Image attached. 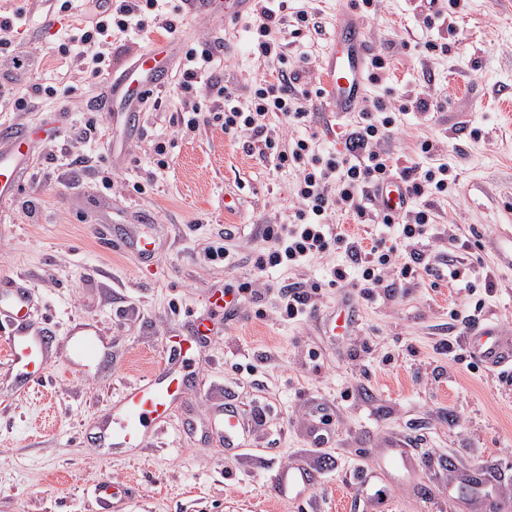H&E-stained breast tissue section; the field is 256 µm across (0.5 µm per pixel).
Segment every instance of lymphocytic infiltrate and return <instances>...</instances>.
I'll list each match as a JSON object with an SVG mask.
<instances>
[{
  "label": "lymphocytic infiltrate",
  "mask_w": 512,
  "mask_h": 512,
  "mask_svg": "<svg viewBox=\"0 0 512 512\" xmlns=\"http://www.w3.org/2000/svg\"><path fill=\"white\" fill-rule=\"evenodd\" d=\"M87 0H59V10L70 17L72 24L67 42L53 47L61 63L82 67L89 76H100L110 62L108 48L113 39L131 30L160 31L176 36L181 22L179 12H166L160 0H103L95 21L84 20L80 9ZM289 0H257L252 15L254 55L274 59L280 64L275 79L260 80L254 86L247 106L235 105L226 86L217 81H203L214 61V46L204 41L187 47V62L178 83L181 93L193 94L198 83H205L214 97L223 99L224 109L210 115L212 124L225 133H245L261 142L262 155L271 156L276 168L294 170L297 175L295 220L289 224H266L262 236L267 244L254 260L258 271L281 266H293L325 254L329 248L342 250L346 263L336 265L331 272V285L353 281L364 294L383 287L384 283L399 286L422 279L423 276L442 278L443 273L428 261L417 244L427 237L432 212L421 207L392 217L381 215L386 227H400L401 245L374 240L371 246L351 237L333 224L332 217L344 214L362 224L368 214L372 189L390 179H399L409 188L413 199L438 196L448 191L450 180L447 165L422 167L419 163L403 164L381 144L389 138L397 123L394 107L376 99L364 105L361 120L355 129L345 132L344 148L336 152H321L315 136L293 138L288 147L267 125L269 115L282 117L285 123H305L308 114L295 92L292 77L286 68L285 52L290 38L309 29L312 14L304 8L289 9ZM295 18L294 28H287L288 18Z\"/></svg>",
  "instance_id": "obj_1"
}]
</instances>
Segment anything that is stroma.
<instances>
[{
	"mask_svg": "<svg viewBox=\"0 0 512 512\" xmlns=\"http://www.w3.org/2000/svg\"><path fill=\"white\" fill-rule=\"evenodd\" d=\"M305 7L326 32L303 31L288 47L289 58L310 60L295 84L309 114L299 132L333 152L360 120L356 111L330 112L322 83L336 18L352 4ZM433 8L432 27L419 0H379L360 14L370 54L390 62L363 98L428 95L430 108L400 116L383 147L427 167L432 160L417 157L416 146L436 144L456 185L431 201L428 253L434 266L461 276L370 296L348 284L327 287L330 270L346 261L339 250L255 272L261 225L292 220L296 176L265 161L249 136L207 124L181 133L178 54L167 59V84L154 90L160 108L143 110L138 124H111L94 111L113 76L160 33L121 37L109 74L97 79L51 60L16 79L10 57L0 55L12 97L27 96L35 82L75 89L22 112L0 106V128L31 135V167L0 207V279L30 284L32 326L54 340L45 378L22 395L11 390L0 349V512H102L94 492L102 481L118 491L115 512H468L466 500L448 504L452 467L489 470L493 492L512 502V371L473 369L443 348L475 311L480 324L512 335V0H436ZM16 12L21 51L66 41L70 20L52 0H0V14ZM247 23L190 15L180 28L188 43L219 40L213 75L243 105L255 81L279 68L254 57ZM419 39L448 50H412ZM269 123L282 141L299 133L280 117ZM161 142L169 162L162 170ZM106 168L108 190L98 179ZM216 248L231 263L209 259ZM245 281L262 302L216 306L224 289ZM312 282L323 285L313 314L283 317L281 287ZM349 307L353 326L330 333V316ZM201 322L210 333L168 419L144 447L100 456L97 422L119 391L166 366ZM84 325L111 353L85 376L70 373L66 353L71 331ZM226 403L250 424L245 451L227 453L208 439L212 413ZM320 406L329 441L317 448L311 431ZM395 440L408 443L419 468L378 507L362 486L378 472L374 453ZM298 459L320 472V485L299 501L276 499L273 475Z\"/></svg>",
	"mask_w": 512,
	"mask_h": 512,
	"instance_id": "35a3bbf8",
	"label": "stroma"
}]
</instances>
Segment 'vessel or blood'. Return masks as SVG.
I'll list each match as a JSON object with an SVG mask.
<instances>
[{
    "mask_svg": "<svg viewBox=\"0 0 512 512\" xmlns=\"http://www.w3.org/2000/svg\"><path fill=\"white\" fill-rule=\"evenodd\" d=\"M252 0H188L194 13L211 15L225 11L231 15L246 12ZM368 43L363 26L352 13L338 16L334 31V49L324 67L327 77V103L333 112L351 111L358 104L367 81L364 59ZM167 45L155 43L148 52L137 56L131 65L112 81L113 93L126 104L122 117L126 124L137 122L136 105L151 88L164 84L167 78L165 58ZM28 134L21 131L0 137V200L12 199L21 187L23 173L29 167ZM378 206L390 213L403 212L409 202L405 184L399 181L382 185L376 193ZM28 290L16 284L0 288V312L19 313L27 299ZM4 343L9 364L24 382L31 383L41 374L44 355L50 340L45 336L30 335L25 327H16ZM466 348L471 357L488 369L505 366L512 368V337L490 327L476 329L468 337ZM98 339L92 331L74 333L70 345V359L75 366H86L98 355ZM181 391L178 377L155 374L124 389L115 402L117 413L102 434L110 438L112 448H133L148 436L153 424L163 418L172 401ZM215 435L223 441L225 450L239 447L242 426L237 411L225 408L213 421ZM316 476L305 468L287 465L275 474L272 481L276 498H296L306 489L315 487Z\"/></svg>",
    "mask_w": 512,
    "mask_h": 512,
    "instance_id": "vessel-or-blood-1",
    "label": "vessel or blood"
}]
</instances>
